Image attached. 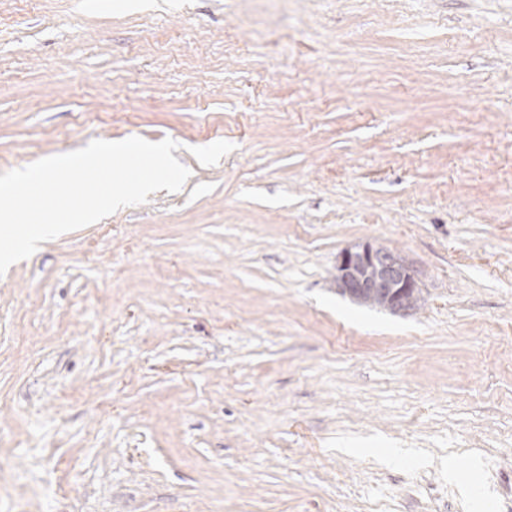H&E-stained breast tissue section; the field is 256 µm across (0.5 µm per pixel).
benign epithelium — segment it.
Segmentation results:
<instances>
[{"label": "benign epithelium", "instance_id": "benign-epithelium-1", "mask_svg": "<svg viewBox=\"0 0 512 512\" xmlns=\"http://www.w3.org/2000/svg\"><path fill=\"white\" fill-rule=\"evenodd\" d=\"M336 284L351 297L375 299L394 313L412 311L422 291L417 271L403 256L369 242L339 254Z\"/></svg>", "mask_w": 512, "mask_h": 512}]
</instances>
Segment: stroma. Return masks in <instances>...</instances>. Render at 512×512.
<instances>
[{"mask_svg":"<svg viewBox=\"0 0 512 512\" xmlns=\"http://www.w3.org/2000/svg\"><path fill=\"white\" fill-rule=\"evenodd\" d=\"M0 0V173L179 145L0 276V512L512 496V0ZM404 255L422 299L353 301ZM336 284L343 293L360 301L378 300L394 313L412 311L422 291L417 271L403 256L369 242L339 254Z\"/></svg>","mask_w":512,"mask_h":512,"instance_id":"obj_1","label":"stroma"}]
</instances>
